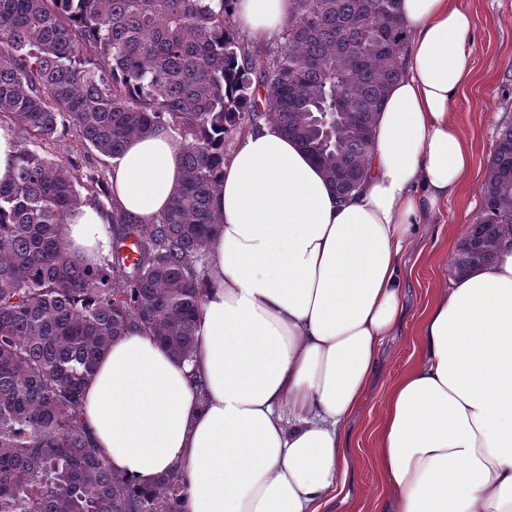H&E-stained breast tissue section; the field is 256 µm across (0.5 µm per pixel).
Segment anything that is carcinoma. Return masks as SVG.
Here are the masks:
<instances>
[{
  "label": "carcinoma",
  "instance_id": "cac0c4a2",
  "mask_svg": "<svg viewBox=\"0 0 512 512\" xmlns=\"http://www.w3.org/2000/svg\"><path fill=\"white\" fill-rule=\"evenodd\" d=\"M234 2L0 0V126L29 136L0 184V512H182L177 476L141 487L112 472L82 392L133 326L192 356L231 131L278 125L339 193L365 178L376 114L403 69L398 0H294L275 49L240 37ZM60 125L112 159L161 125L186 142L164 214L145 223L110 202L117 234L99 265L75 261L60 232L81 205L79 174L31 148ZM480 193L457 274L512 235V116Z\"/></svg>",
  "mask_w": 512,
  "mask_h": 512
}]
</instances>
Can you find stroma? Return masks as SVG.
I'll use <instances>...</instances> for the list:
<instances>
[{
    "label": "stroma",
    "instance_id": "1",
    "mask_svg": "<svg viewBox=\"0 0 512 512\" xmlns=\"http://www.w3.org/2000/svg\"><path fill=\"white\" fill-rule=\"evenodd\" d=\"M474 19L470 34L475 72L472 82L458 95L455 119L463 137L474 145V175L439 212L417 224L403 254V280L407 327L388 337L380 347L378 370L368 397L352 415L346 434L354 454L342 495L326 512H373L381 490V476L373 452L382 425L385 393L417 360L415 324L439 288L452 279V258L466 232L480 215V185L494 148L499 125L512 114V0H458ZM40 155L65 161L82 178H93L97 191L111 186L114 161L82 142L68 128L42 144Z\"/></svg>",
    "mask_w": 512,
    "mask_h": 512
}]
</instances>
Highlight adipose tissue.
Here are the masks:
<instances>
[{
  "mask_svg": "<svg viewBox=\"0 0 512 512\" xmlns=\"http://www.w3.org/2000/svg\"><path fill=\"white\" fill-rule=\"evenodd\" d=\"M293 0H238L258 40ZM405 72L375 127L368 177L349 197L274 124L240 141L211 208L207 295L191 359L130 329L82 395V420L112 471L142 486L176 473L183 512H324L350 469L343 428L382 341L406 324L403 244L459 192L470 143L453 119L474 72L472 17L457 0H399ZM182 138L129 141L112 196L151 222L181 181ZM71 251L112 252L104 213L64 228ZM419 358L387 391L374 453V512H512V239L494 263L441 289L416 325Z\"/></svg>",
  "mask_w": 512,
  "mask_h": 512,
  "instance_id": "adipose-tissue-1",
  "label": "adipose tissue"
}]
</instances>
